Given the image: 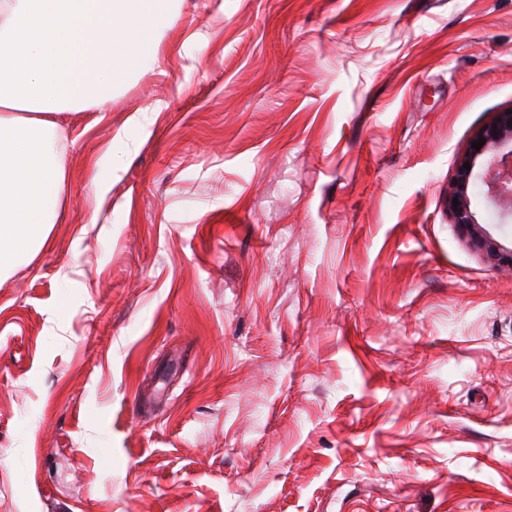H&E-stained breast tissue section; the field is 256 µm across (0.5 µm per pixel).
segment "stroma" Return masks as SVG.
I'll use <instances>...</instances> for the list:
<instances>
[{
    "label": "stroma",
    "instance_id": "1",
    "mask_svg": "<svg viewBox=\"0 0 512 512\" xmlns=\"http://www.w3.org/2000/svg\"><path fill=\"white\" fill-rule=\"evenodd\" d=\"M156 37L57 115L59 220L0 278V512H512V269L445 206L512 0H175Z\"/></svg>",
    "mask_w": 512,
    "mask_h": 512
}]
</instances>
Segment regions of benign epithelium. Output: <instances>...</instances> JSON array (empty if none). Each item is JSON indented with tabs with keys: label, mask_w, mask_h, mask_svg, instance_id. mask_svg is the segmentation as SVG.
<instances>
[{
	"label": "benign epithelium",
	"mask_w": 512,
	"mask_h": 512,
	"mask_svg": "<svg viewBox=\"0 0 512 512\" xmlns=\"http://www.w3.org/2000/svg\"><path fill=\"white\" fill-rule=\"evenodd\" d=\"M512 113L504 115L496 126H488L475 136L486 142L478 150L469 148L457 166L455 180L448 189L446 206L458 225L461 235L484 258L496 266L512 267V247L495 239L476 218L471 208L469 187L478 183L487 187L485 197L500 219L506 224L512 220V126L508 120ZM471 165V169L463 165ZM458 204H453V199Z\"/></svg>",
	"instance_id": "benign-epithelium-1"
}]
</instances>
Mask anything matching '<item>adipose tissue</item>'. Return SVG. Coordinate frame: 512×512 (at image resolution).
Segmentation results:
<instances>
[{
	"instance_id": "ef3b65f1",
	"label": "adipose tissue",
	"mask_w": 512,
	"mask_h": 512,
	"mask_svg": "<svg viewBox=\"0 0 512 512\" xmlns=\"http://www.w3.org/2000/svg\"><path fill=\"white\" fill-rule=\"evenodd\" d=\"M0 0V275L48 235L58 218L65 173L47 154L24 150L17 131L37 142L53 136L56 114L88 107L107 111L129 63L156 62V31L172 0ZM37 198L41 219L30 224L22 199Z\"/></svg>"
}]
</instances>
